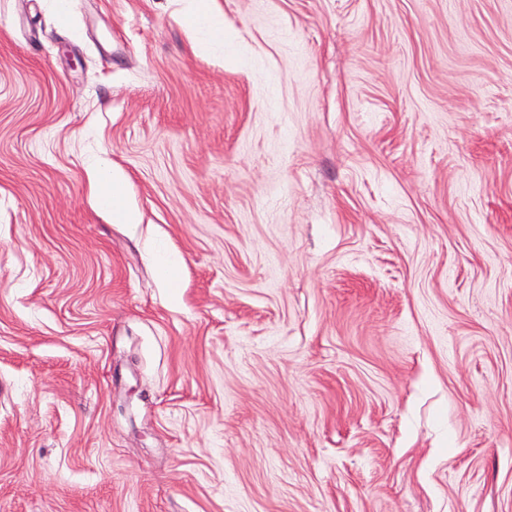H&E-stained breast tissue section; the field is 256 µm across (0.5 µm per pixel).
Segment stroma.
Here are the masks:
<instances>
[{"mask_svg":"<svg viewBox=\"0 0 512 512\" xmlns=\"http://www.w3.org/2000/svg\"><path fill=\"white\" fill-rule=\"evenodd\" d=\"M188 6L0 0V512H512V0ZM101 200L112 206L113 215L121 223L136 224L139 220L138 214L124 206V185L122 180L112 174V169L103 164L97 169V178L94 185Z\"/></svg>","mask_w":512,"mask_h":512,"instance_id":"obj_1","label":"stroma"}]
</instances>
